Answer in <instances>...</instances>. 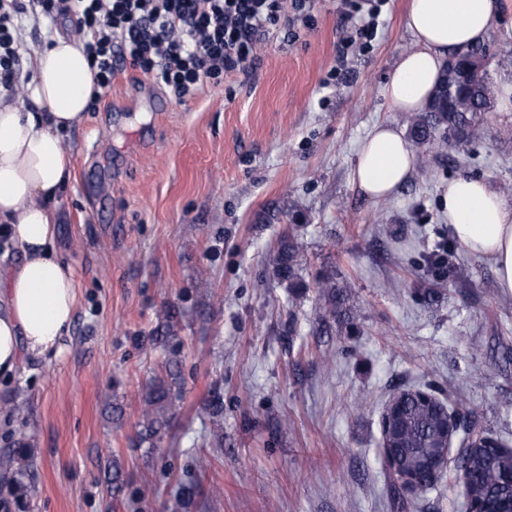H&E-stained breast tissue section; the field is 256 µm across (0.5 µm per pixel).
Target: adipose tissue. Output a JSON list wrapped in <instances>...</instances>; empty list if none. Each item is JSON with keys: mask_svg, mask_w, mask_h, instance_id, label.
<instances>
[{"mask_svg": "<svg viewBox=\"0 0 512 512\" xmlns=\"http://www.w3.org/2000/svg\"><path fill=\"white\" fill-rule=\"evenodd\" d=\"M503 0H410L411 50L387 84L395 111H419L450 52L482 43L502 18ZM94 73L84 46L59 36L34 58L27 105L0 104V250L22 254L0 278V387L14 380L23 354L60 358L79 301L74 270L55 247L58 202L74 172L61 134L83 119ZM416 159L396 125H376L358 151L355 183L372 200L392 197ZM442 208L458 242L488 258L501 291L512 293V205L482 180H449Z\"/></svg>", "mask_w": 512, "mask_h": 512, "instance_id": "adipose-tissue-1", "label": "adipose tissue"}]
</instances>
